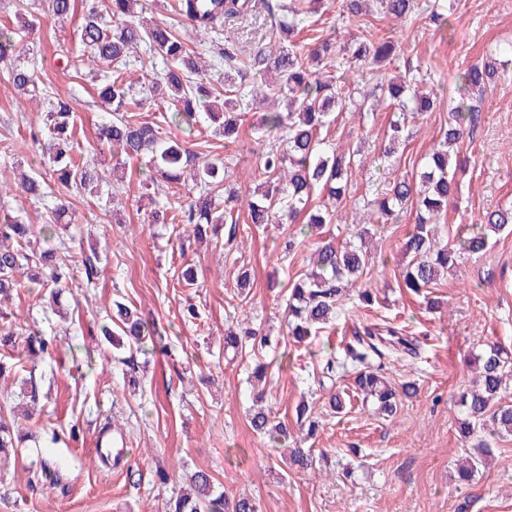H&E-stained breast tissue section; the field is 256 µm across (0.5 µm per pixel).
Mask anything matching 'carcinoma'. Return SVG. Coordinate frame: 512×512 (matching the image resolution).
<instances>
[{"instance_id": "cac0c4a2", "label": "carcinoma", "mask_w": 512, "mask_h": 512, "mask_svg": "<svg viewBox=\"0 0 512 512\" xmlns=\"http://www.w3.org/2000/svg\"><path fill=\"white\" fill-rule=\"evenodd\" d=\"M372 3L378 14L404 21L419 9L417 0H340V15L349 24L360 22L363 5ZM271 18V36L277 47L269 51L254 48L248 60L238 63L239 48L235 43L216 46L224 60V82L249 86L248 93L226 96L216 89L206 65L200 64L196 52L187 47L185 39L163 21H147L142 16L143 0H109L108 10L99 8L98 0H89L83 23L77 36L93 62L108 70L99 97L110 108L109 117L99 127V140L112 150H118L131 160L151 155L152 174L149 183L161 181L174 186L192 185L197 194L176 203L169 197L152 200L151 212L155 224L178 220L193 226V237L202 240L218 235L219 227L234 218L239 195L224 191V204L216 202L218 189L224 186L227 166L219 156H210L161 136L160 126L141 119L136 110L146 99L130 96L123 71L132 62L131 54L145 47L150 55L166 60L161 72H153L148 87L178 104V110L163 115L165 122L188 127L205 118L216 126L215 133L228 140L238 133L234 112L245 111L251 100L264 104L273 101V108L262 112L257 122L272 135L261 153L260 168L265 176L264 190L248 204L252 224H294L305 214L300 232L313 235L327 224L334 223L329 209L308 210L313 192L318 190L331 200L347 198L352 167H363L366 161L358 152L321 137V131L334 122L333 114L359 110L354 92L346 82L321 72L323 64L336 67V54L367 62L377 70L375 101H389L398 113L374 155L373 164L381 168L392 163L396 146L402 144L408 123L421 112H429L452 95L453 106L448 113V128L442 131L440 149L425 157L415 181L405 176L384 178L375 185L374 197L354 205H362L359 221L365 224L399 222L408 203L416 202V210L403 243L402 251L409 258L402 271L404 287L416 295L436 285L441 273L456 266L463 252L477 254L486 249L490 237L512 225V208L486 213L477 224H464L456 231L458 247L439 242L437 220L458 193L457 174L464 169L460 149L469 139L479 120V109L473 97L483 94L493 82L498 67L489 58L457 73L454 89L420 92L403 78L388 73V66L398 59L397 45L390 40L375 41L362 33L341 47L329 38H320L311 47L296 42L303 30L307 11L296 0H263ZM255 7L252 0H178V14L197 33H220L225 22L248 16ZM47 9L58 20L67 19L74 9V0H47ZM13 28L0 29V62L17 60L20 49ZM14 88L34 100L43 98L47 105L46 137L41 156L48 171L31 169L20 174L18 186L29 198L42 199L49 194L48 177L68 190L87 191L103 181L93 163L82 162L74 154L76 125L73 110L65 97H51L39 87L31 64H15L9 72ZM71 221L66 204L53 210L48 224H29L20 215L0 212V240H14L16 246L0 245V301L12 298L25 282L50 289V298L57 301L62 289L72 282L74 260L68 251L39 250L33 247L38 238H52L62 221ZM371 259L363 245L349 241L337 247L333 241L319 242L310 263V271L288 285V321L286 336L303 342L317 335L336 320L342 292L355 286ZM120 335L112 337V346L141 348L146 339L163 343L165 337L155 327H149L139 313L126 304L115 303L111 318ZM267 345V338L249 329L240 333L231 330L224 337V347L234 351L255 350ZM418 344L409 336L377 325L364 328L356 343L349 348V358L359 366L352 385L363 398L372 399L384 417L396 415L401 399L416 392L412 382L393 386L372 364L373 358L385 351L400 355L417 354ZM475 387L462 392L458 405L465 414L461 432L471 437L478 432L489 436L512 434V404L504 401L506 378L512 375V355L491 346L476 362ZM297 421L307 427L313 437L319 422L311 417L309 407L301 405ZM251 429L279 443L288 436V427L273 424L271 409L260 407L251 414ZM16 448L12 421L0 414V455ZM189 492L166 507V512H258L256 502L247 496L229 499L217 490L216 479L207 470L194 471L188 479Z\"/></svg>"}]
</instances>
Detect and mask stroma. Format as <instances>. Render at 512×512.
I'll return each mask as SVG.
<instances>
[{"instance_id": "1", "label": "stroma", "mask_w": 512, "mask_h": 512, "mask_svg": "<svg viewBox=\"0 0 512 512\" xmlns=\"http://www.w3.org/2000/svg\"><path fill=\"white\" fill-rule=\"evenodd\" d=\"M34 2L0 0V27L34 14V32L17 38L22 58L36 63L49 94L72 101L81 152L96 156L100 170L111 173L116 159L98 140L106 111L97 97L98 79L90 64L67 71L58 58L62 46L81 54L80 19L58 22L34 9ZM439 2L457 30L455 40L443 39L421 12L402 24L373 12L364 17L373 36L401 46L397 72L424 77L430 87L451 86L457 71L512 43V0ZM477 104V131L463 147L471 165L455 207L439 219L448 242L458 225L512 204V68L498 73ZM393 116L390 109L365 119L342 112L327 138L370 154ZM44 119L40 105L13 88L0 64V210L40 225L57 199L68 198L72 224L61 238L37 245L63 243L74 256L98 255V276L91 284L76 277L56 307L36 288L21 289L8 303L16 324L13 356L26 369L0 379V414L16 415L26 442L16 458L0 462V512H164L183 490L185 475L198 469L211 471L227 496L255 500L260 512H458L467 498L469 512H512V434L490 438L493 456L471 482L460 483L456 467L471 449L460 433L457 397L474 380L472 360L492 344L512 353V232L492 237L482 254L461 256L435 286L440 304L432 308L402 286L408 220L369 225L375 258L362 280L377 302L363 308L356 295L343 297L334 328L289 344L287 285L308 270L315 244L308 238L287 248L299 225L241 223L235 239L200 243L189 239V226L151 223L145 157L126 162L120 187L107 181L97 195H70L56 184L46 201L32 202L17 187L15 173L35 163ZM447 124L444 106L415 119L397 174L415 177ZM161 134L229 159L227 187L245 194L262 181L265 139L254 112L243 114L229 143L205 121L190 135L174 125H163ZM189 266L197 276L192 285L178 278ZM241 268L250 274L244 286L236 277ZM116 300L134 305L163 332L165 352L138 353L126 365L125 351L112 348L100 332ZM190 305L197 311L193 320L185 316ZM386 322L418 337L422 350L408 362L384 356L377 364L393 384L415 382L416 394L402 399L391 418L356 398L335 413L328 404L332 389L352 381L347 346L363 325ZM239 323L269 336V346L240 355L225 349V329ZM32 329L52 340L50 353L27 350ZM331 357L334 386L322 389L314 375ZM258 358L271 365L263 384L251 375ZM30 376L40 391L34 405L25 395ZM261 389L275 419L287 425L289 445L311 448L312 471L289 468L282 449L251 430L252 402ZM303 403L319 421L317 435L308 440L296 417ZM108 421L126 440L127 452L117 463L96 454V436ZM46 459L63 474L58 487L40 475ZM131 468L139 481L129 480Z\"/></svg>"}]
</instances>
